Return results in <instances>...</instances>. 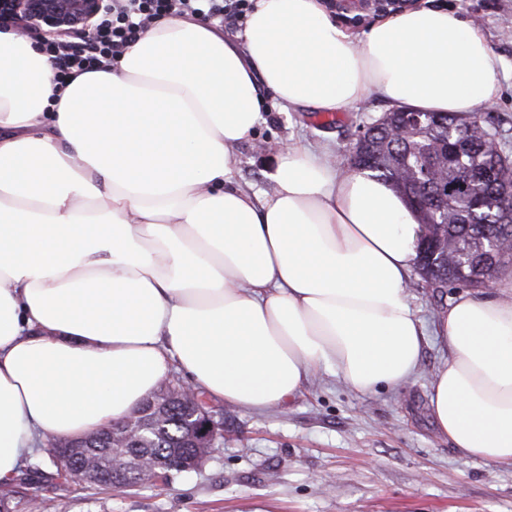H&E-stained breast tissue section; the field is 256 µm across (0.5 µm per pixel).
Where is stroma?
Returning a JSON list of instances; mask_svg holds the SVG:
<instances>
[{
  "label": "stroma",
  "mask_w": 512,
  "mask_h": 512,
  "mask_svg": "<svg viewBox=\"0 0 512 512\" xmlns=\"http://www.w3.org/2000/svg\"><path fill=\"white\" fill-rule=\"evenodd\" d=\"M431 4L478 23L502 58L501 97L483 114L512 155V0ZM390 109L377 95L327 115L268 100L255 135L234 149L238 181L256 192L266 189L279 149L292 140L327 146L348 164L366 126ZM409 291L428 322L460 289L432 287L416 273ZM447 357L431 341L416 377L403 387L358 393L324 376L262 413L207 398L224 424L222 444L198 470L124 493L57 475L52 444L44 442L28 458L40 470L16 512H28L32 498L51 500L52 512H512V469L464 456L435 431L429 381Z\"/></svg>",
  "instance_id": "1"
}]
</instances>
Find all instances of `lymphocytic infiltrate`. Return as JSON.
Masks as SVG:
<instances>
[{
    "label": "lymphocytic infiltrate",
    "instance_id": "lymphocytic-infiltrate-1",
    "mask_svg": "<svg viewBox=\"0 0 512 512\" xmlns=\"http://www.w3.org/2000/svg\"><path fill=\"white\" fill-rule=\"evenodd\" d=\"M250 0H122L110 15L100 19L92 37L77 36L43 42L55 69L57 83L73 75L99 70L116 61L151 23L168 16L190 15L217 26H243Z\"/></svg>",
    "mask_w": 512,
    "mask_h": 512
}]
</instances>
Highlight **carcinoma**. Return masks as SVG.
Here are the masks:
<instances>
[{"instance_id": "carcinoma-1", "label": "carcinoma", "mask_w": 512, "mask_h": 512, "mask_svg": "<svg viewBox=\"0 0 512 512\" xmlns=\"http://www.w3.org/2000/svg\"><path fill=\"white\" fill-rule=\"evenodd\" d=\"M410 116L402 109L386 112L364 132L357 143L355 159L358 167L372 172L389 183L405 200L419 189L437 197V204L417 209L418 224L432 226V235L418 239L417 264L421 275L432 286L444 288L450 284L479 288L503 274L512 273V256L496 250L494 245L512 240V220H502L500 185L484 182L474 185V179L488 164H497L512 188V158L504 153L494 155L487 143L496 136L492 121L474 112L465 119L449 112L431 115L426 130L411 129L400 134ZM460 134L462 155L448 159L446 179L419 184V159L436 166L445 156L448 128ZM468 252L469 261L459 270L451 257L452 249ZM192 422L187 419L184 405L178 397L170 399L168 407L156 419L146 424L141 444H133L129 452L147 457L173 471L177 456L190 452L187 437ZM112 454V436L98 433L87 437L83 457L69 462L65 468L73 471L77 464L97 458L107 460Z\"/></svg>"}]
</instances>
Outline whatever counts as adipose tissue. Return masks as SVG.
<instances>
[{"label": "adipose tissue", "instance_id": "ef3b65f1", "mask_svg": "<svg viewBox=\"0 0 512 512\" xmlns=\"http://www.w3.org/2000/svg\"><path fill=\"white\" fill-rule=\"evenodd\" d=\"M502 68L477 26L426 6L359 35L320 0H253L232 40L169 16L63 86L0 28V482L47 438L124 421L173 369L262 412L319 373L403 385L430 333L448 350L437 434L512 468V301L466 291L424 326L407 288L419 225L388 183L295 141L251 193L232 153L266 91L463 117L499 100Z\"/></svg>", "mask_w": 512, "mask_h": 512}]
</instances>
